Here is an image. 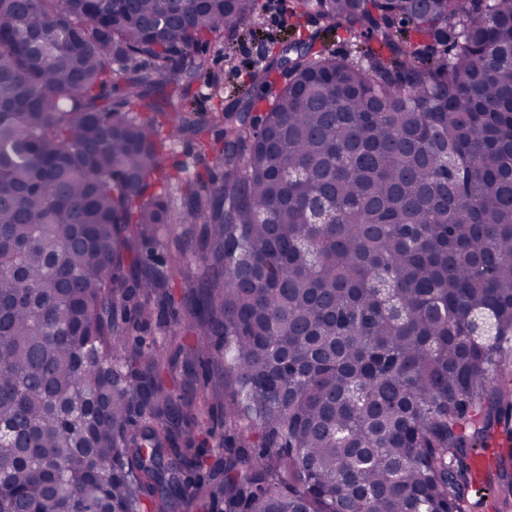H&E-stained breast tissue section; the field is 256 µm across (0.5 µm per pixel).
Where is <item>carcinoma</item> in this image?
Instances as JSON below:
<instances>
[{
  "mask_svg": "<svg viewBox=\"0 0 512 512\" xmlns=\"http://www.w3.org/2000/svg\"><path fill=\"white\" fill-rule=\"evenodd\" d=\"M258 7L0 0V512H465L495 438L512 497V0H293L350 50L287 42L259 126L198 116L201 53ZM210 124L221 181L166 164ZM174 280L196 343L125 351ZM213 337L212 461L174 383Z\"/></svg>",
  "mask_w": 512,
  "mask_h": 512,
  "instance_id": "carcinoma-1",
  "label": "carcinoma"
}]
</instances>
